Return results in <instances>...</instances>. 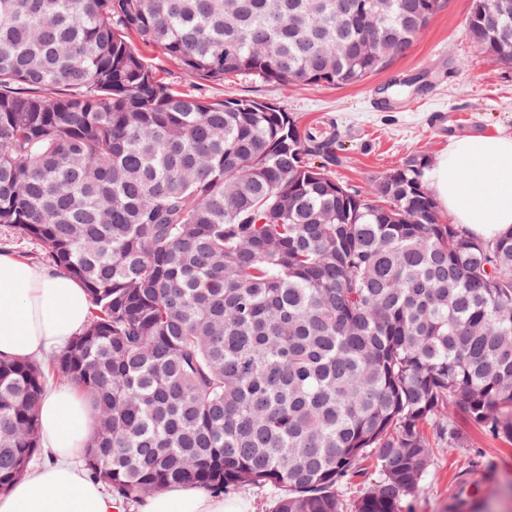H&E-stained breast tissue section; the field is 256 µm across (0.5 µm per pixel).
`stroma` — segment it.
Returning a JSON list of instances; mask_svg holds the SVG:
<instances>
[{
	"label": "stroma",
	"instance_id": "obj_1",
	"mask_svg": "<svg viewBox=\"0 0 512 512\" xmlns=\"http://www.w3.org/2000/svg\"><path fill=\"white\" fill-rule=\"evenodd\" d=\"M472 0H443L409 54L387 71L347 87L297 85L282 89L237 76L216 86L193 77L163 55L155 62L169 81L205 97H249L274 103L321 139L340 135L343 148L330 174L351 188L401 164L411 153L438 160L451 139L512 136V66L492 63L468 40ZM465 447L438 452L405 512H446L455 476L486 472L490 487L476 512H512V443L466 426Z\"/></svg>",
	"mask_w": 512,
	"mask_h": 512
}]
</instances>
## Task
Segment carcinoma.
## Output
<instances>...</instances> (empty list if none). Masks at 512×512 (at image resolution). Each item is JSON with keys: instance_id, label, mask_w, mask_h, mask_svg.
Masks as SVG:
<instances>
[{"instance_id": "cac0c4a2", "label": "carcinoma", "mask_w": 512, "mask_h": 512, "mask_svg": "<svg viewBox=\"0 0 512 512\" xmlns=\"http://www.w3.org/2000/svg\"><path fill=\"white\" fill-rule=\"evenodd\" d=\"M440 4L0 0V224L89 301L50 358L0 360V491L42 452L54 377L92 403L83 466L125 508L193 484L402 512L465 443L449 408L512 443V232L443 221L424 154L348 188L285 110L180 89L145 54L214 85L346 87ZM466 33L511 65L512 0H472Z\"/></svg>"}]
</instances>
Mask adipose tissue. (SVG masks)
Listing matches in <instances>:
<instances>
[{
    "label": "adipose tissue",
    "instance_id": "ef3b65f1",
    "mask_svg": "<svg viewBox=\"0 0 512 512\" xmlns=\"http://www.w3.org/2000/svg\"><path fill=\"white\" fill-rule=\"evenodd\" d=\"M429 190L454 223L491 238L512 230V136L462 137L426 172ZM89 315L84 285L63 271L47 272L0 254V359L57 350ZM48 460L0 494V512H120L77 460L94 431L88 400L70 385L44 392L38 407ZM139 512H249L194 486L146 499Z\"/></svg>",
    "mask_w": 512,
    "mask_h": 512
}]
</instances>
